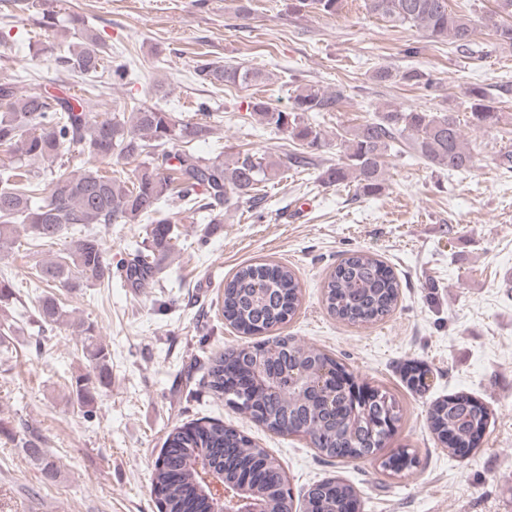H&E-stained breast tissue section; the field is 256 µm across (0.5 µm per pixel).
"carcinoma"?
I'll return each mask as SVG.
<instances>
[{"mask_svg":"<svg viewBox=\"0 0 512 512\" xmlns=\"http://www.w3.org/2000/svg\"><path fill=\"white\" fill-rule=\"evenodd\" d=\"M299 7L313 9L324 17L339 13L341 0H297ZM366 10L393 26L412 24L434 42L448 41L465 50L476 34L472 18L454 9L450 0H365ZM512 0H498V9L483 17V27L495 43L512 45ZM80 42L59 55L67 77L78 73L104 78V84H122L135 71L128 59L117 60L101 50L97 37L78 16L69 18ZM195 76L214 85H256L265 80L260 70L238 65H197ZM371 79L387 83L395 79L425 90L433 81L408 68L400 73L388 67L373 70ZM470 118L479 127L504 123L496 99L485 88L466 91ZM339 92L317 85L300 84L291 110L263 101L252 104L257 120L282 132L293 144L318 150L327 145L321 130L305 120L309 112H336ZM211 133L205 121L179 122L160 108L139 105L129 114L99 120L83 102L65 94H20L12 75H0V148L20 153L23 161L0 169V250L17 240L18 226L26 232V246H52L68 239L66 253L45 260L35 276L48 288L38 298L36 319L43 332L66 329L80 337L88 371L74 378L72 394L86 420L96 415L97 398L112 382V359L97 339L93 324L72 317L49 289L80 290L95 285L112 286L115 269L127 271L124 284L144 288L158 279L177 242L173 222L161 215L162 202L177 198L188 208L209 213V223H224L223 205L232 196L252 202L264 200L265 185L282 178L280 163L249 151L226 163L198 155L192 144ZM405 142L425 163L451 172H467L473 154L462 134L457 112L404 109L389 105L357 125L349 135L336 133L341 162L325 172L326 181L353 183L367 194L380 192L385 182V158L396 144ZM97 163L141 159L133 177L109 175L96 169H70V150ZM144 217L150 224L141 248L128 263L112 267L105 241L90 229L92 224H129ZM16 285L0 273V309L16 298ZM399 283L375 255L355 252L341 260L323 284L329 312L355 325L374 323L397 305ZM301 286L288 267L272 262L246 264L238 268L224 286V319L235 330L258 335L287 322L300 306ZM299 371L313 366L342 365L326 352L277 337L247 347H232L209 362V389L224 397L227 405L280 435L310 436L317 452L328 458L363 459L376 452L382 437L377 427L380 413L400 419L396 400L388 393L372 390L378 401L363 404L348 392L342 396L326 392L320 400L291 391L248 388L231 382V368ZM430 428L437 434H455L460 448H470L488 424V412L477 400L464 394L450 395L432 404ZM25 454L41 466L44 479L53 481L58 470L44 448V439L33 429L19 438ZM207 454L214 469L226 477H241L245 468H224V454L241 459L261 457L268 463L258 472L259 486L276 492L280 464L265 449L217 419H197L171 432L155 463L153 490L160 512H213L210 493L195 486V473L188 463L197 450ZM415 458L406 453L389 458L383 469L398 473L410 469ZM324 512H348L353 489L336 490V481L326 480L313 488Z\"/></svg>","mask_w":512,"mask_h":512,"instance_id":"1","label":"carcinoma"}]
</instances>
